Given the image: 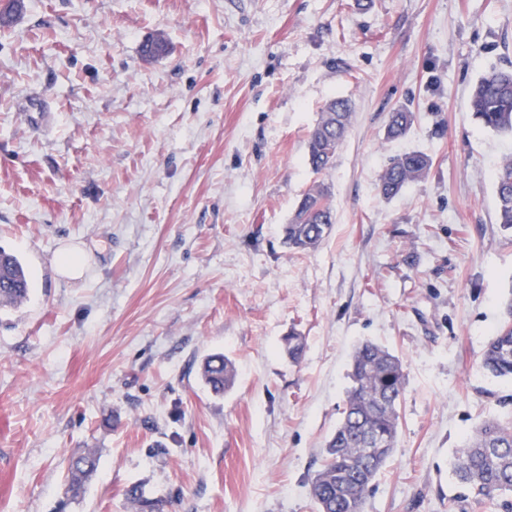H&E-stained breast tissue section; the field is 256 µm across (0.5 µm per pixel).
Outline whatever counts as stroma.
Masks as SVG:
<instances>
[{"mask_svg":"<svg viewBox=\"0 0 512 512\" xmlns=\"http://www.w3.org/2000/svg\"><path fill=\"white\" fill-rule=\"evenodd\" d=\"M0 27V248L33 290L0 310V512H314L350 357L403 361L396 447L364 512H497L451 463L512 381L481 354L512 298L493 171L512 136L469 107L512 60V0H24ZM168 53L145 60L142 43ZM353 117L333 165L305 163L324 105ZM415 115L384 136L390 112ZM420 151L391 199L381 174ZM335 208L314 251L282 229L314 184ZM85 252L81 278L55 271ZM305 338L299 363L283 339ZM221 353L235 381L199 377ZM95 450L79 499L67 462ZM431 159L422 152H409L390 159L380 179V192L386 198L396 196L409 182L423 178Z\"/></svg>","mask_w":512,"mask_h":512,"instance_id":"obj_1","label":"stroma"}]
</instances>
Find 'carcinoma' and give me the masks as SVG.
<instances>
[{
	"mask_svg": "<svg viewBox=\"0 0 512 512\" xmlns=\"http://www.w3.org/2000/svg\"><path fill=\"white\" fill-rule=\"evenodd\" d=\"M167 51L161 38L143 43L148 60ZM470 108L492 131L512 134V64L495 67L473 86ZM351 103L345 98L330 100L318 122L309 131L306 163L320 173L333 164L351 119ZM413 113L399 109L391 113L386 137L406 134ZM431 159L422 152H409L390 159L380 179V192L396 196L403 187L423 178ZM498 224L512 232V160L494 173ZM335 221L328 188L312 186L298 202L292 219L284 227V244L291 250L311 251L326 238ZM30 279L22 260L0 248V308L18 306L29 298ZM506 319L494 331L482 354L483 369L494 377L512 379V300L505 306ZM288 358L297 363L305 352L303 337L291 333L285 339ZM202 379L212 393L224 394L233 377L230 362L222 354L210 355L202 363ZM350 385L346 391L343 416L326 443L325 458L310 481L315 512H363L374 481L396 447L399 435L398 406L405 386L403 364L387 348L364 342L355 350ZM378 444L373 453L365 448ZM98 455L88 450L70 458L68 492L76 499L98 468ZM458 483L473 498L496 504L512 512V415L484 421L459 449L454 464ZM125 499L137 512H153L158 502L144 497L142 488L132 485Z\"/></svg>",
	"mask_w": 512,
	"mask_h": 512,
	"instance_id": "obj_1",
	"label": "carcinoma"
}]
</instances>
